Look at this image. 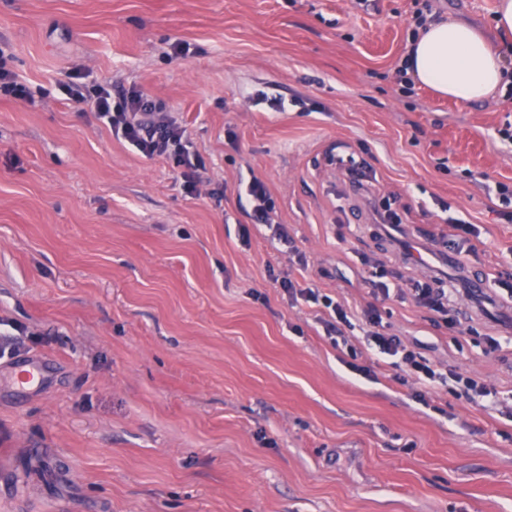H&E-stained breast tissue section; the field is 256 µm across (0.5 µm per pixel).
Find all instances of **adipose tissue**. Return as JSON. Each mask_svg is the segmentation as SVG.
I'll use <instances>...</instances> for the list:
<instances>
[{"label": "adipose tissue", "instance_id": "adipose-tissue-1", "mask_svg": "<svg viewBox=\"0 0 512 512\" xmlns=\"http://www.w3.org/2000/svg\"><path fill=\"white\" fill-rule=\"evenodd\" d=\"M408 73L435 93L466 105L512 84L502 50L477 28L444 18L424 23L411 38Z\"/></svg>", "mask_w": 512, "mask_h": 512}]
</instances>
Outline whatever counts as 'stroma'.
Masks as SVG:
<instances>
[{"label": "stroma", "mask_w": 512, "mask_h": 512, "mask_svg": "<svg viewBox=\"0 0 512 512\" xmlns=\"http://www.w3.org/2000/svg\"><path fill=\"white\" fill-rule=\"evenodd\" d=\"M498 0H432L491 31ZM415 0H0V49L23 85L0 95V366L49 364L0 386V512H512V320L489 285L512 277V93L467 106L399 89ZM74 78L164 101L205 164L186 193L172 162L133 152L59 89ZM371 169L352 185L330 157ZM261 178L308 267L241 208ZM392 201L418 263L366 205ZM474 251L445 262L448 219ZM385 263L372 299L362 256ZM375 304L385 330L500 393L419 402L393 368L364 377L362 327L325 338L318 306ZM487 290L436 327L402 289ZM280 286L287 294L293 297L300 296L308 303L318 306L322 305V308H324L323 314L328 317V320H325V324L327 326V337L331 344L334 347H338L339 338L344 344L346 343V336H344L339 325L351 326V319L355 317V313L350 308L334 302L326 295H322L319 288L315 285H313V287H303L298 281L292 280L289 277H282ZM41 358H32L20 366L14 367L6 376H1L0 382L9 385L17 393H24L42 382L45 376L46 363Z\"/></svg>", "instance_id": "obj_1"}]
</instances>
